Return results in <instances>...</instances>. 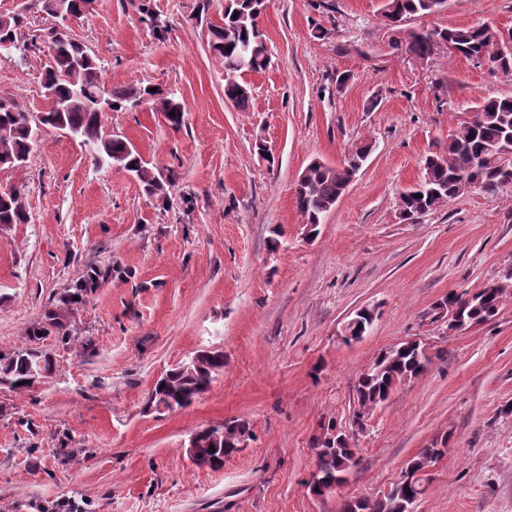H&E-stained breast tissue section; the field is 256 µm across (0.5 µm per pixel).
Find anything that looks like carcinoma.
Instances as JSON below:
<instances>
[{
  "label": "carcinoma",
  "instance_id": "1",
  "mask_svg": "<svg viewBox=\"0 0 512 512\" xmlns=\"http://www.w3.org/2000/svg\"><path fill=\"white\" fill-rule=\"evenodd\" d=\"M447 0H384L382 16L402 22L416 16L440 11ZM91 0H69L68 14L55 13V0H33L32 6L46 15L47 26L42 38L49 44L52 61L42 74L49 108L40 120L42 135L51 129L68 131L80 139L98 166L120 163L143 185L149 195L161 191V183L148 162L131 142L119 137H106L102 117L107 112H133L142 102L153 100L164 112L170 125L178 129L183 123L180 104L171 94L149 87L120 86L108 88L101 78L98 58L74 38L72 25L89 12ZM264 0H225L223 23L212 30L211 48L224 59V97L238 108L246 107L249 91L240 81L244 71L267 68L271 58L266 35L259 18ZM18 17H10L9 37H0V51H16L25 56L29 44L18 37ZM443 39H451L468 53L467 59L491 65L493 72L512 73V50L503 46L500 29L488 23L471 27H448L435 30ZM39 141L28 120L27 112L13 99L0 98V169L20 168L27 161L31 148ZM512 156V97L488 95L476 107L475 120L460 124L448 136V148L443 153L430 154L424 162L423 188L409 190L400 196L399 207L404 219L421 212L430 213L441 207L439 197L451 201L473 191L498 197L506 189L500 181L501 159ZM352 180V171L344 166H328L314 160L302 171L295 187V202L309 226L321 223L344 194ZM29 214L24 203V187L14 186L0 196V227L26 224ZM512 288V271L503 280L474 294L471 302L462 301L453 292L445 295L448 306L457 310L465 324H482L495 318L503 298ZM378 369L368 375L359 374L357 395L362 404L384 401L392 382L406 376L422 375L431 359L415 347L398 344L386 348L377 356ZM43 363L50 372L52 357L34 348L0 357V384L13 389L32 386L30 365ZM224 370V353L219 350L201 351L189 362L169 370L160 377L148 393L147 407L163 406L170 411L190 405L210 386L215 376ZM251 436L248 425L232 420L229 426L203 427L192 435L197 451V465L212 467L220 458L240 451L242 437ZM315 471L321 479L320 496L340 476L347 475L359 463L356 451L343 444L330 448L322 437L312 441ZM444 454L438 443L431 442L418 449L412 458L416 470ZM426 490L423 479L411 484L394 483L390 491L375 499L360 502L352 498L341 500L340 512H409L414 500Z\"/></svg>",
  "mask_w": 512,
  "mask_h": 512
}]
</instances>
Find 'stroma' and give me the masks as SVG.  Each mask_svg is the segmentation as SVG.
Masks as SVG:
<instances>
[{
    "label": "stroma",
    "instance_id": "stroma-1",
    "mask_svg": "<svg viewBox=\"0 0 512 512\" xmlns=\"http://www.w3.org/2000/svg\"><path fill=\"white\" fill-rule=\"evenodd\" d=\"M137 5L93 0L73 31L106 85L175 91L180 128L150 101L103 117L162 193L95 165L62 130L22 168L0 170V190L24 186L30 214L0 227V356L33 347L54 359L31 389L0 385V512L70 500L82 512H339L341 496L386 492L436 440L447 452L416 512H512V294L493 320L452 335L426 317L448 291H479L512 269V195L473 192L414 224L398 214L424 156L483 96H512V74L443 48L419 60L408 32L512 30V0H447L398 32L381 0H266L272 61L243 76V109L225 99L224 61L209 47L224 0H151V24ZM50 60L44 45L1 51L0 98L45 112ZM362 143L371 154L308 238L298 176ZM365 305L377 320L344 343L343 324ZM409 338L434 352L428 372L355 426L359 373ZM202 350L225 358L209 389L183 409H147L153 382ZM331 418L360 463L340 493L317 498L305 485L311 439ZM233 419L248 422L247 447L222 468L196 466L191 433Z\"/></svg>",
    "mask_w": 512,
    "mask_h": 512
}]
</instances>
